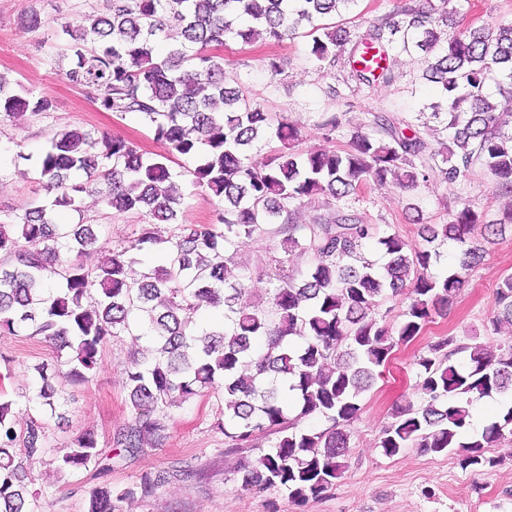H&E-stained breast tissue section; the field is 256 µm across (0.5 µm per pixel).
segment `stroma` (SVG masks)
Segmentation results:
<instances>
[{
    "instance_id": "35a3bbf8",
    "label": "stroma",
    "mask_w": 512,
    "mask_h": 512,
    "mask_svg": "<svg viewBox=\"0 0 512 512\" xmlns=\"http://www.w3.org/2000/svg\"><path fill=\"white\" fill-rule=\"evenodd\" d=\"M86 2L0 0V75L35 95L47 97L53 104L44 118L25 116L16 125L0 130L2 223H11L22 213L35 188L33 166L13 165V156L19 152L39 156L57 128L79 125L98 134L119 136L150 156L163 151L138 117L102 109L95 90L76 88L65 80L72 53L60 24L84 13ZM404 2L357 0L336 16L335 22L357 35L380 23ZM447 10L463 26L512 20V0H450ZM33 11L43 19L36 29L25 23ZM307 32V26H300L293 38L278 45L262 36L248 44L229 39L223 52L229 82L238 83L245 97L269 112L273 120L285 118L298 125L299 151L345 149L352 126L363 122L367 113L385 112L413 121L438 95L437 86L422 77L418 54L398 53L393 80L366 87L352 78L347 57H340L333 66L315 65L309 56L311 39ZM270 55L277 56L281 64L279 75H272L265 67ZM322 112L336 113L342 121L334 139H326L318 125ZM170 165L182 195L180 221L193 223L209 218L213 200L193 187L185 173L191 160L174 154ZM463 203L497 219L512 205V196L495 192L487 173L478 167L465 180L449 184L436 176L410 191L389 182H371L351 197L349 208L363 223L376 225L378 233L396 232L413 241L419 221L444 223L449 208ZM66 220L100 225L97 247L83 257L93 266L101 258V248L130 240L150 218L143 213L107 211L95 197L87 196L81 210L69 213ZM282 240L273 224L236 240L234 259L252 274V302L265 299L276 275L298 278L309 267V257L284 253ZM278 258L283 261L279 267L274 264ZM509 275L511 235L488 245L484 261L470 272L446 314L436 317L417 340L395 349L381 377L365 394L360 416L349 428L351 453L345 473L326 497L301 507L291 503L281 490L255 493L232 481L241 458L228 454L223 433L214 428L224 415V401L212 393L172 408L164 446L145 449L135 456H112L111 438L133 413L126 369L147 343L125 334L109 338L90 381L65 386L66 420H49L48 433L50 446L60 450L80 432L94 430L103 454L112 457V468L104 471L92 465L61 481L53 472L49 456L26 459L35 488L46 495V512H87L86 504L95 487L105 483L118 489L132 487L144 474L157 471L172 472L171 481L154 496L125 502L123 512H269L273 504L279 512H512V436L492 450L501 458V465L484 472L462 470L450 453L430 455L409 448L388 457L379 446L380 432L392 409L417 396L415 360L429 342L454 336L465 343L473 337L496 343V335L486 328V317L498 283ZM56 354L54 345L41 337L22 332L0 335V389L19 396L14 408L18 424H25L35 414L25 401L36 388L34 365L53 361Z\"/></svg>"
}]
</instances>
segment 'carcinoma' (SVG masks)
Returning <instances> with one entry per match:
<instances>
[{"mask_svg": "<svg viewBox=\"0 0 512 512\" xmlns=\"http://www.w3.org/2000/svg\"><path fill=\"white\" fill-rule=\"evenodd\" d=\"M356 0H109L104 11L90 6L63 23L76 57L66 80L98 92L100 107L133 114L150 127L166 153L138 152L119 136L95 138L76 126L55 131L35 162V191L54 192L0 223V332L23 328L60 352L56 366L34 367L38 385L27 402L55 414L64 399L62 382L86 383L111 336L131 332L135 313L149 315L143 332L151 354L132 361L127 389L132 419L119 428L112 446L132 456L165 443L169 407L210 391L224 396V421L216 429L229 447H253L257 436L276 435L272 450L234 470L233 480L258 492L278 488L296 505L327 495L345 472L350 453L348 427L362 411L369 391L395 348L423 334L447 310L484 258L480 240L505 235L512 210L489 222L463 206L448 211L443 224H425L421 241L399 234L377 236L376 227L339 208L312 224L282 220L290 207L317 196L346 202L371 181H392L413 190L433 170L453 183L477 164L493 188L512 194V22L466 27L442 36L450 0L406 3L382 22L351 38L345 30L323 28L312 37L310 56L331 65L350 46L353 76L366 86L394 78V36L404 52L419 50L423 75L442 88L443 103L426 106L429 118L448 132L432 148L423 128L375 113L356 126L348 148L305 154L294 150L299 129L253 105L227 83L224 58L210 48L232 38L249 43L263 33L273 43L294 35L302 21L335 16ZM175 30L182 41L161 56L156 40ZM497 84L498 97L485 87ZM50 109L44 98L15 88L0 77V125ZM326 139L340 128L333 112L321 113ZM280 146L262 158V144ZM178 154L196 160L194 184L217 199L207 222H177L181 194L167 165ZM93 195L120 213L147 212L152 226L125 245L107 250L87 268L82 256L98 242L97 225L67 223L83 196ZM280 224L285 252L311 257L305 277H284L269 292V307L251 305L248 273L231 274V249L241 235L265 224ZM157 224H169L162 235ZM375 242L381 265L364 249ZM459 254L455 268L432 272L441 247ZM144 266L140 277L132 266ZM406 299L401 319L388 324L377 316L384 297ZM224 311V321L200 327L201 303ZM493 332L512 327V276L497 285L487 316ZM466 354L463 359L456 358ZM418 401L391 413L379 447L387 457L407 448L427 454L456 450L461 468L488 470L489 455L512 436V405L481 432L470 434L473 402L512 395V336L495 345L461 343L441 336L426 345L416 362ZM14 400L0 392V512H44L43 491L13 453L22 441L26 457L48 453L47 422L31 417L22 434L12 418ZM309 416L322 429L296 430ZM96 435L85 431L67 451L52 458L59 477L99 465ZM168 482L167 472L147 473L133 487L94 489L88 512H122V503L150 497Z\"/></svg>", "mask_w": 512, "mask_h": 512, "instance_id": "obj_1", "label": "carcinoma"}]
</instances>
